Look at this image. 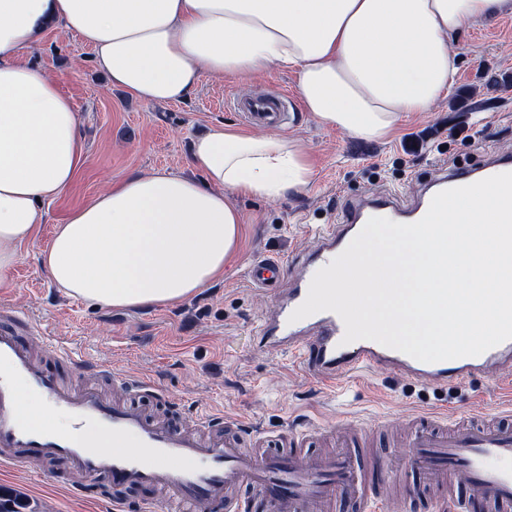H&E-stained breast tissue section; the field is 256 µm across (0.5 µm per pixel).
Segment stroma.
<instances>
[{"label": "stroma", "instance_id": "stroma-1", "mask_svg": "<svg viewBox=\"0 0 512 512\" xmlns=\"http://www.w3.org/2000/svg\"><path fill=\"white\" fill-rule=\"evenodd\" d=\"M454 49L460 60L454 85L433 111L403 116L385 138L361 140L303 112L288 70L273 68L246 80L209 76L184 101L149 103L111 87L77 35L49 28L32 57L79 112L85 151L74 182L46 205L43 224L21 247L9 286L0 287V309L33 323L25 340L34 350H41L43 335L62 337L91 360L151 380L159 394L136 396L151 413L163 410L169 398L179 415L220 414L278 438L305 424L403 428L439 398V390L383 368L362 372L339 391L327 390L296 370L288 355L260 346L261 318L278 292L252 287L247 271L268 255L293 268L316 246L303 225L338 223L349 197L392 192L410 198L440 164L476 166L489 156L512 154V14L465 29ZM279 94L288 97V118L275 131L304 146L310 181L273 200L235 198L244 220L242 240L222 278L182 303L139 310L72 298L52 282L39 255L69 212L129 173L188 172L191 143L208 126L249 131L234 98ZM493 381L489 375L463 387L457 410L496 416L500 401ZM72 480L60 461L0 464V487L26 497L38 512H114L107 479L89 482L81 495L71 491Z\"/></svg>", "mask_w": 512, "mask_h": 512}]
</instances>
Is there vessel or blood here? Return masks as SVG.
<instances>
[{
    "instance_id": "b4317fda",
    "label": "vessel or blood",
    "mask_w": 512,
    "mask_h": 512,
    "mask_svg": "<svg viewBox=\"0 0 512 512\" xmlns=\"http://www.w3.org/2000/svg\"><path fill=\"white\" fill-rule=\"evenodd\" d=\"M245 110L259 124L281 117L275 99L247 103ZM504 172H512V158L507 156L483 168L443 165L410 203L386 194L349 199L339 224L315 230V251L264 317L260 330L264 348L295 353L298 367L332 388L364 369L384 367L418 385L455 389L498 368L502 375L493 390L498 397L511 398L512 339L478 356L425 363L372 340L344 343V323L331 311L295 322L290 319L305 301L316 272L344 251L369 218L416 222L438 192ZM285 276L284 266L273 258L256 261L248 271V281L256 288L276 286ZM28 324L17 313L0 318V448L12 451L15 458L62 459L85 475L109 478L119 490L147 485L166 497L169 507L185 506L190 512H210L218 502L224 512H247L249 504L241 495L247 488L267 502L270 512H372L376 487L388 472L392 453H366L358 445L360 429H337L336 452L316 456L302 452L301 433L292 437L288 451L274 453L263 435L236 423L224 434L207 437L178 429L148 417L135 404H111L95 391H76L63 384L53 371L34 361L29 345L20 340ZM49 351L73 368L109 375L130 392L155 389L150 380L74 358L59 341H52ZM19 381L42 394L51 410L69 417L66 433L32 428L18 415L13 386ZM101 439L111 440V448L98 447ZM406 449L409 463L404 477L437 491V512H469L473 506L479 512H512L511 407L492 421L452 407L415 418ZM461 473L466 482L460 487L456 477Z\"/></svg>"
}]
</instances>
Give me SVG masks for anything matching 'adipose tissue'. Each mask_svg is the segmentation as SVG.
Segmentation results:
<instances>
[{"mask_svg":"<svg viewBox=\"0 0 512 512\" xmlns=\"http://www.w3.org/2000/svg\"><path fill=\"white\" fill-rule=\"evenodd\" d=\"M505 13L512 0H0V285L84 152L78 112L31 59L48 28L78 34L138 99L179 102L207 75L285 67L320 125L381 139L448 94L462 30ZM190 164L195 177L131 174L72 210L40 255L52 281L108 308L181 302L234 254V197L298 192L311 175L299 142L221 124L194 139Z\"/></svg>","mask_w":512,"mask_h":512,"instance_id":"adipose-tissue-1","label":"adipose tissue"}]
</instances>
